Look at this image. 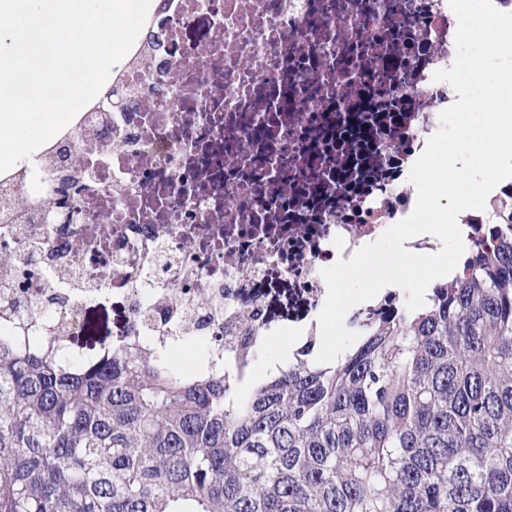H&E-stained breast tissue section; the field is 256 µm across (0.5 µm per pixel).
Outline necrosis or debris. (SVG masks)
<instances>
[{
	"label": "necrosis or debris",
	"instance_id": "necrosis-or-debris-1",
	"mask_svg": "<svg viewBox=\"0 0 512 512\" xmlns=\"http://www.w3.org/2000/svg\"><path fill=\"white\" fill-rule=\"evenodd\" d=\"M204 34L193 35L198 21ZM449 0H151L146 33L99 94L25 165L0 172V332L60 297L62 346L87 302L113 337L220 336L262 312L271 273L313 304L321 275L413 211V163L440 127L456 57ZM220 305L192 310L199 292Z\"/></svg>",
	"mask_w": 512,
	"mask_h": 512
}]
</instances>
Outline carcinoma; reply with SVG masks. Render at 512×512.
<instances>
[{
    "label": "carcinoma",
    "mask_w": 512,
    "mask_h": 512,
    "mask_svg": "<svg viewBox=\"0 0 512 512\" xmlns=\"http://www.w3.org/2000/svg\"><path fill=\"white\" fill-rule=\"evenodd\" d=\"M429 302L321 337L255 379L256 314L219 372L171 346L107 356L0 335V512H512V185Z\"/></svg>",
    "instance_id": "1"
}]
</instances>
